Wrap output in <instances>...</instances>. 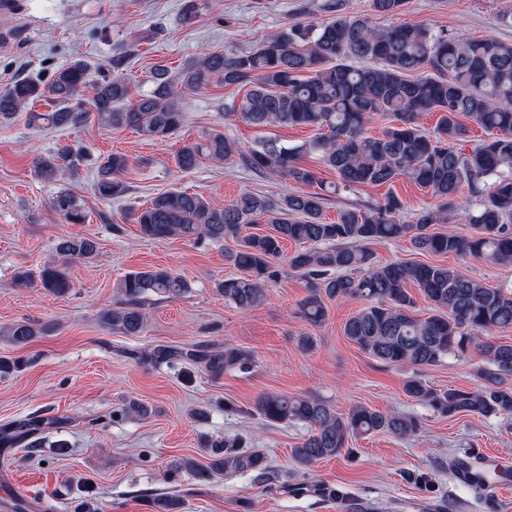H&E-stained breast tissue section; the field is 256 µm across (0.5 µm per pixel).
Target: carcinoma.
Returning <instances> with one entry per match:
<instances>
[{"label": "carcinoma", "mask_w": 512, "mask_h": 512, "mask_svg": "<svg viewBox=\"0 0 512 512\" xmlns=\"http://www.w3.org/2000/svg\"><path fill=\"white\" fill-rule=\"evenodd\" d=\"M208 8V0H185L182 20L191 24ZM215 78L225 86L246 90L237 107L224 112V121L241 119L256 126H303L314 135L295 146L267 139L242 151L222 132H210L185 143L174 162L189 172L204 160L229 163L234 158L251 170L273 173L297 184L318 187L314 192L289 194L275 202L243 192L222 207L204 196L169 190L133 208L127 218L150 239L181 238L222 244L236 243L224 258L239 274L216 285L224 301L241 310L257 306L266 285L281 278L278 262L309 280L310 294L301 316L314 325L327 316L324 298L358 299L364 307L344 324L343 334L363 352L386 366H435L472 349L485 359L477 390L438 391L419 376L408 378L405 394L429 406L440 416L512 417V343L497 342V330L512 329V291L489 287L469 276L465 262L483 257L498 265H512V43L494 37L469 38L429 26L377 27L370 15L349 16L335 5L331 17L310 25L293 26L247 53L204 49L178 74L158 66L152 89L132 97V88L118 74L92 71L90 63L74 58L47 80L24 78L0 94V122L27 112L37 127H79L95 120L112 130L131 129L150 140L177 132L184 113L176 86L196 90ZM45 101L48 112L28 106ZM438 112L434 134L422 130L425 113ZM387 120L373 136L366 125ZM467 119L487 138L465 148ZM317 157L321 167L300 163ZM83 149H66L35 161L38 176L57 182L79 174ZM130 167L124 154L112 153L97 162L94 192L112 200L127 195L129 186L119 175ZM336 180L322 177V169ZM402 178L438 200L423 206L412 220L402 219L404 204L393 191L385 201L364 209L342 211L336 222L323 220L327 195L361 185H392ZM472 208L470 236L446 227L462 191ZM51 208L67 224H83L87 213L80 201L61 189ZM268 231L250 233L254 224ZM443 224L440 231L432 229ZM298 248L284 257V244ZM409 242L415 251L436 256L451 254L455 266L421 261L373 262L368 244ZM96 251L86 237L64 238L57 244L62 261L43 265L36 273L15 272L21 285H41L55 296L70 292L66 263ZM419 290L431 305L422 318L409 288ZM189 292L187 281L166 268L131 271L119 284V299L101 316L102 324L124 336L141 333L147 320L145 304L153 296L177 300ZM41 335L29 320L0 329L8 343L24 347ZM141 360L173 364L190 360L215 376L245 368L250 355L230 347L224 350L175 349L160 346ZM253 411L270 424L302 423L309 434L293 449L303 467L342 454L348 440L373 433L400 438L417 434L420 422L411 416L356 405L339 413L328 402L307 396L263 393ZM43 424L36 419L0 426V447L26 445L36 454L42 448ZM212 462L187 460L181 466L196 481L206 483L214 472L226 475L254 472L270 481L273 472L264 454L239 437L211 444ZM452 467L477 471L469 487L481 490L498 474L459 458ZM178 497L153 500L155 512H180Z\"/></svg>", "instance_id": "carcinoma-1"}]
</instances>
